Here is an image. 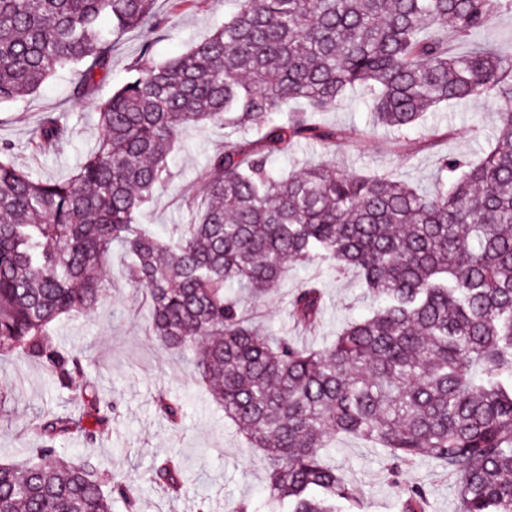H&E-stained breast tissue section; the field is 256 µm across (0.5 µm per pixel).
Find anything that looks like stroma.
Instances as JSON below:
<instances>
[{
    "label": "stroma",
    "mask_w": 512,
    "mask_h": 512,
    "mask_svg": "<svg viewBox=\"0 0 512 512\" xmlns=\"http://www.w3.org/2000/svg\"><path fill=\"white\" fill-rule=\"evenodd\" d=\"M235 10V0H206L198 8L181 7L167 26L148 34H125L112 50L109 76L87 102H76L70 96L77 71L69 66L57 69L36 93L0 105V140L13 145V159L24 170L47 179L68 177L99 137L98 104L125 81L143 40H150L155 59L164 61L186 52ZM49 111L65 117L71 136L59 151L44 156L32 151L30 139L43 113ZM316 120L326 127L350 129L357 137L337 142L326 155L317 144H299L288 156L275 158L276 168L291 171L325 156L338 168L387 173L426 191L434 187L441 154L477 159L494 128L492 107L472 101L428 114L424 123L407 130L400 153L394 154L387 149L388 130L368 131L369 111L359 99L344 100L336 110L317 114ZM223 141L220 128L187 133L184 147L169 158V175L144 209L142 224L166 238L177 225L186 223L184 203L195 192L197 173ZM125 264L122 255H114L107 291L98 308L62 319L52 332L57 344L83 354L88 376L116 406L108 435L91 449L81 439L69 440L68 457L91 454L114 480L134 483L140 512H237L244 500L262 506L266 498L263 452L249 447L236 433L207 386L191 374L187 357L165 349L151 335L145 290L127 279ZM311 279L323 291L324 313L316 331H293L300 344L323 348L346 324L369 316L375 308L355 271L334 275L325 266L295 262L289 263L274 295L260 300L245 295L241 306L268 328L289 330L288 300ZM162 391L182 406L179 428H172L156 406V396ZM72 408L69 392L51 386L38 363L0 356V457L16 448L38 447L34 423L45 413ZM168 456L180 458L188 473L176 496L148 480L153 466ZM326 458L361 497L365 512H397V491L406 483L425 489L428 512L458 510L454 480L435 461L425 458L396 474L384 448L344 434L331 440Z\"/></svg>",
    "instance_id": "obj_1"
}]
</instances>
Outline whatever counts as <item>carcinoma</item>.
I'll list each match as a JSON object with an SVG mask.
<instances>
[{
  "label": "carcinoma",
  "instance_id": "cac0c4a2",
  "mask_svg": "<svg viewBox=\"0 0 512 512\" xmlns=\"http://www.w3.org/2000/svg\"><path fill=\"white\" fill-rule=\"evenodd\" d=\"M157 0H0V104L73 65L76 101L112 68L114 42L158 24ZM224 25L157 62L143 42L129 76L98 106L100 136L73 173L43 180L16 166L0 141V355L41 364L72 393L74 412L35 426L41 445L0 462V512H134L133 486L90 458L63 462L77 435L93 446L114 406L86 377L82 356L50 339L65 316L106 293L112 251L144 287L150 326L168 350L193 355L224 417L263 451L271 512H362L323 459L338 434L385 448L395 464L425 457L454 478L458 512H512V54L473 40L512 0H238ZM374 127L402 135L426 113L485 100L492 147L478 161L448 154L432 192L388 174L359 176L322 162L271 167L303 141L325 149L351 131L313 120L352 94ZM290 101L307 111L276 119ZM224 128L203 166L176 238L139 216L190 128ZM254 130V140L234 137ZM70 128L54 112L32 138L58 150ZM357 270L379 300L323 349L274 333L240 307L237 289L273 292L288 262ZM314 282L288 300L296 326L316 328ZM157 404L173 427L182 407ZM181 460L151 483L176 494ZM400 512H427L420 486Z\"/></svg>",
  "mask_w": 512,
  "mask_h": 512
}]
</instances>
